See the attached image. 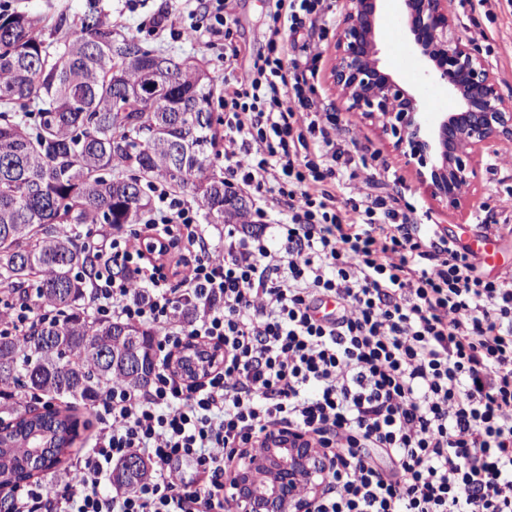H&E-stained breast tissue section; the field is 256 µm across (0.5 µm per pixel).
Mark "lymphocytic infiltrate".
Returning a JSON list of instances; mask_svg holds the SVG:
<instances>
[{
	"label": "lymphocytic infiltrate",
	"instance_id": "obj_1",
	"mask_svg": "<svg viewBox=\"0 0 512 512\" xmlns=\"http://www.w3.org/2000/svg\"><path fill=\"white\" fill-rule=\"evenodd\" d=\"M231 4L181 0L176 35L224 60V186L257 194V222L228 225L216 249L155 184L135 228L85 235L100 256L94 315L150 330L157 369L147 386L108 387L92 447L7 512H236L224 471L277 426L334 459L308 512H512V278L481 274L397 198L351 196L368 159L344 148L306 93L313 65L291 53L332 0H275L267 53L244 72ZM270 206L286 217L274 245ZM189 344L221 350L220 365L176 373ZM132 455L147 477L106 494Z\"/></svg>",
	"mask_w": 512,
	"mask_h": 512
}]
</instances>
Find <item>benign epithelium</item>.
<instances>
[{"mask_svg": "<svg viewBox=\"0 0 512 512\" xmlns=\"http://www.w3.org/2000/svg\"><path fill=\"white\" fill-rule=\"evenodd\" d=\"M380 2L345 0L330 73L345 110L381 124L405 164L448 210L473 205L474 158L512 141V100L501 96L489 64L457 34L448 0H396L423 74L459 100L456 111L429 118L421 98L381 65ZM331 462L328 451L301 433L277 429L262 449L236 450L224 471V491L238 512H306Z\"/></svg>", "mask_w": 512, "mask_h": 512, "instance_id": "1", "label": "benign epithelium"}]
</instances>
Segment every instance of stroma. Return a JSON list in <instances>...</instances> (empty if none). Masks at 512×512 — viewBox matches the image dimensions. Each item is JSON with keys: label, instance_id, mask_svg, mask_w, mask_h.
Instances as JSON below:
<instances>
[{"label": "stroma", "instance_id": "obj_1", "mask_svg": "<svg viewBox=\"0 0 512 512\" xmlns=\"http://www.w3.org/2000/svg\"><path fill=\"white\" fill-rule=\"evenodd\" d=\"M171 5V0H10L9 9L33 17L38 32L45 36L53 33L59 19L71 22L86 12H96L112 28L137 37L162 53L183 59L195 58L207 69L215 84H223L224 61L217 50L199 42L174 38L167 32L152 35L140 31L139 24L146 16ZM448 10L463 39L492 67L502 96L512 98V7L506 0H484L476 7L448 0ZM267 11V0H237L234 37L241 47L242 66H249L266 50ZM343 14L344 0H335L331 20L315 29L306 41V54L316 58V75L310 81L314 97L327 101L350 150L374 156L373 166L384 175L385 191L414 205L425 223L438 225L461 244L478 249L485 235L478 223L481 211L495 208L500 197L512 193V148L506 149L500 159L490 154L477 157L479 178L472 187L477 198L475 206L452 212L439 204L415 171L405 166L393 147L392 138L383 136L378 124L345 111L340 92L330 78L337 27ZM400 20V15L393 10L384 11L379 19L377 38L383 67L406 88L429 100L431 112L455 111L458 101L444 86L424 81L420 70L404 69V58L414 56L415 50L407 36L391 41L389 30Z\"/></svg>", "mask_w": 512, "mask_h": 512}]
</instances>
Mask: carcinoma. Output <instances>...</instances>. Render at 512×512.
Masks as SVG:
<instances>
[{
  "label": "carcinoma",
  "mask_w": 512,
  "mask_h": 512,
  "mask_svg": "<svg viewBox=\"0 0 512 512\" xmlns=\"http://www.w3.org/2000/svg\"><path fill=\"white\" fill-rule=\"evenodd\" d=\"M43 39L25 13H0V285L33 290L65 313L20 336L0 335V386L49 398L0 410V485L67 463L78 405L114 380L146 384L152 333L85 313L97 260L78 227L137 224L162 179L189 191L213 224H249L226 213L224 179L208 173L219 140L213 80L199 66L117 32L93 13ZM65 399L62 407L51 400ZM137 456L114 479L135 486Z\"/></svg>",
  "instance_id": "cac0c4a2"
}]
</instances>
